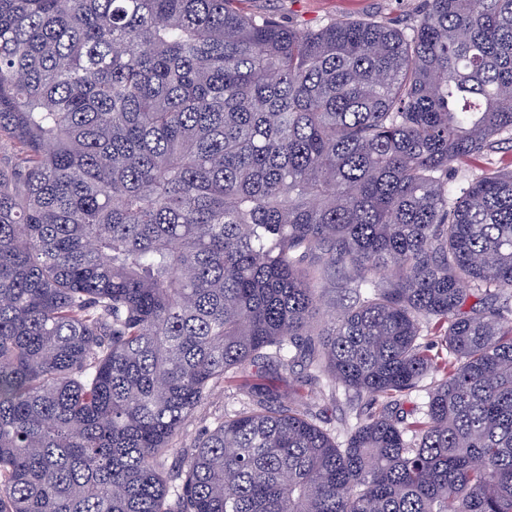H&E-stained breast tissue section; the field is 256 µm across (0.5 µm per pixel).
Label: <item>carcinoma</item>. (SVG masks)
<instances>
[{
	"instance_id": "cac0c4a2",
	"label": "carcinoma",
	"mask_w": 512,
	"mask_h": 512,
	"mask_svg": "<svg viewBox=\"0 0 512 512\" xmlns=\"http://www.w3.org/2000/svg\"><path fill=\"white\" fill-rule=\"evenodd\" d=\"M234 2L0 0V512H512V168L448 187L512 143V0ZM300 359L387 399L342 447ZM423 0H240L247 15H267L293 29L316 30L333 19L374 18L400 28L414 25ZM509 146L508 143L501 144L478 160L455 165L448 172L449 186L458 194L476 178L512 165V150ZM233 395H235L234 386L225 387L224 391L217 389L209 401L188 418L174 441V450L169 459L170 464L179 457L184 448H191L202 437V434L213 428L223 415H232L242 408L236 396Z\"/></svg>"
}]
</instances>
